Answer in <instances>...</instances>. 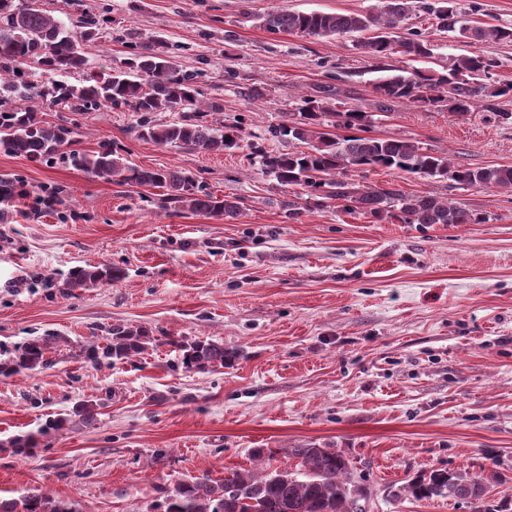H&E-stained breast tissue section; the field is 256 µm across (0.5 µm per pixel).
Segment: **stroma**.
Masks as SVG:
<instances>
[{
    "label": "stroma",
    "mask_w": 512,
    "mask_h": 512,
    "mask_svg": "<svg viewBox=\"0 0 512 512\" xmlns=\"http://www.w3.org/2000/svg\"><path fill=\"white\" fill-rule=\"evenodd\" d=\"M66 23L106 10L125 41L102 37L85 68H120L130 44L155 47L196 72L199 98L224 104V123L255 134L284 120L317 86L347 108L373 112L376 77L350 37L267 32L259 17L369 13L379 0H15ZM428 59L394 56L405 71L449 66L471 46L430 31ZM74 129L73 147L110 142L129 164L194 173L217 196L242 201L233 219L160 205L157 188L92 178L65 160L0 152V176L26 198L0 201V360L52 332L71 340L48 367L0 376V497L43 492L76 512H160L183 482L251 469H294L289 449L333 448L355 466L370 512H473L445 499L392 497L433 469L502 476L512 499V193L456 188L388 169L365 184L436 194L482 214L481 224L422 227L378 221L297 186L279 185L248 157L162 147L140 138L137 115L37 109ZM372 135L403 137L472 168L512 165V125L477 109L458 117L411 102L375 121ZM61 190L63 204L39 205ZM298 202V219L280 204ZM122 268L121 281L69 290L76 267ZM124 323L155 343L127 361L93 364L75 345ZM236 350L232 367L188 371L166 337ZM92 401L87 423L76 405ZM36 442L17 455L19 437Z\"/></svg>",
    "instance_id": "stroma-1"
}]
</instances>
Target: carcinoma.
Here are the masks:
<instances>
[{"label":"carcinoma","instance_id":"carcinoma-1","mask_svg":"<svg viewBox=\"0 0 512 512\" xmlns=\"http://www.w3.org/2000/svg\"><path fill=\"white\" fill-rule=\"evenodd\" d=\"M416 12L435 19L436 30L456 32L477 45L489 39L512 42V28L485 22L463 24L456 0H381V7L369 13H322L270 10L260 16L269 32L304 36L360 35L355 47L373 62L379 74L373 84L377 110L392 114L403 100L457 116L474 111L477 102L512 97V82L493 79L496 58L472 51L460 55L443 71L420 70L404 74L386 64L393 55L415 59L430 58L433 48L426 33L407 26ZM73 31L62 22L35 8L21 9L14 0H0V150L9 155L34 160L60 156L74 168L93 178L120 186L163 188L162 207L194 213L237 217L241 202L237 197L214 195L196 176L174 167L154 169L127 164L121 155L102 143L95 151H61L71 144L73 130L36 118L31 103L68 112H106L124 106L138 114L140 136L159 146H172L198 153H219L245 142L258 159L264 173L282 186L296 185L324 204L342 200L350 211H359L378 221L396 219L402 224H481L485 219L434 194H406L396 188L359 187L355 174L377 168L398 170L426 180L452 181L460 189L494 188L512 190V166L468 168L458 166L418 143L402 137L369 135L373 120L364 112L337 110L329 102L333 88L318 87L319 96L304 97L292 118L270 125L264 135L252 140V133L239 124L218 132L207 116L224 111L212 101L202 104L196 88V74L177 68L170 56L151 46L132 52L123 67L111 73H91L83 83L69 84L55 79L86 64L88 47L102 32L100 15L81 11ZM38 65L45 81L29 79L30 64ZM180 112L172 122L156 124L155 112ZM359 135H331L323 130L328 123ZM264 140L304 145L302 150L268 152ZM122 269L112 266L77 268L67 280L69 288H91L123 279ZM66 338L47 335L20 346L14 356L0 360V375L12 376L50 365L46 353ZM150 336L141 328L114 324L105 343L83 345L79 356L97 362L128 360L145 351ZM166 344L182 352L186 370H209L232 365L236 352L215 341L186 342L169 337ZM296 470L264 469L262 458L272 457L268 448L253 450L257 462L252 470H232L216 481L205 475L179 484L165 500V512H359L357 504L365 496L354 497L358 482L351 462L334 448L309 445L292 448ZM501 477L492 472L472 476L467 472L436 469L413 479L398 491L416 499H454L473 505V512H486L481 491L493 489ZM0 512H74L64 501L44 493L0 499Z\"/></svg>","mask_w":512,"mask_h":512}]
</instances>
